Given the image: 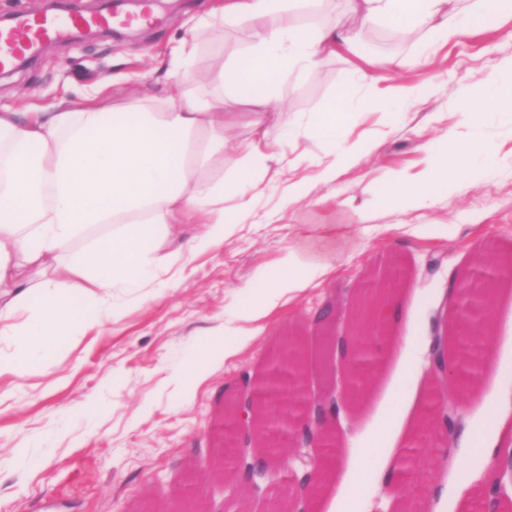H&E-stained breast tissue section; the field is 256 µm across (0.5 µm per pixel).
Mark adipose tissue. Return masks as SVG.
I'll return each mask as SVG.
<instances>
[{"instance_id":"ef3b65f1","label":"adipose tissue","mask_w":512,"mask_h":512,"mask_svg":"<svg viewBox=\"0 0 512 512\" xmlns=\"http://www.w3.org/2000/svg\"><path fill=\"white\" fill-rule=\"evenodd\" d=\"M314 3L223 0L197 22L210 29L250 25L247 54L218 63L210 75L219 91L251 105L247 139L230 141L236 114L215 111L211 99L190 89L154 102L135 99L118 111L84 103L61 112H0V337L15 339L1 364L24 375L30 366L50 361L99 311L111 309L113 289L145 287L154 276L151 249L176 225L200 224L204 230L170 254L172 267L232 237L236 225L249 218L254 197L265 191L268 174L283 165L284 137L341 136L340 117L352 102L347 95L315 119L285 114L279 126H269L268 111L280 99L283 76L313 69L326 56L355 52L357 27L367 22L393 24L407 35L423 30L430 41L445 42L475 17L512 14V0H343L354 26L302 23L301 13ZM490 99L497 111L512 112V82L492 74L472 86L463 97L468 125L483 122ZM475 151L470 139L457 136L432 156L419 182L394 175L383 200L410 210L434 206L437 189L462 174ZM225 156L231 165L224 181L195 178L196 167ZM229 199L234 205L228 209ZM106 224L111 236L98 240L87 256H75L73 244ZM330 269L329 262L289 250L279 272L257 273L259 295L239 311V319L262 322ZM74 274L86 287L72 286ZM20 311L28 317L14 323ZM245 340L239 331L218 341L184 365L182 375L203 377ZM483 414L484 429L463 432L461 443L489 457L512 446V386L502 385L485 401ZM360 478L359 465L326 462L315 507L342 512Z\"/></svg>"}]
</instances>
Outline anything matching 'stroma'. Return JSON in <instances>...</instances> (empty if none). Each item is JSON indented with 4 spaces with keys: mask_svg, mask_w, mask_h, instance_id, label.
Segmentation results:
<instances>
[{
    "mask_svg": "<svg viewBox=\"0 0 512 512\" xmlns=\"http://www.w3.org/2000/svg\"><path fill=\"white\" fill-rule=\"evenodd\" d=\"M213 0H155L160 25L133 33L112 32L82 41L67 37L0 78V112H58L81 103L103 86L102 104L119 109L132 94L175 95L207 87L218 58L232 59L249 44L247 27L215 37L192 32ZM418 37L398 28L367 25L359 54L325 58L315 69L288 74L281 87L284 111L298 118L328 111L341 95L357 101L347 114L348 141L366 140L372 153L343 169L336 182L320 180L334 159L329 142L287 138V163L270 177L255 200V215L238 225L224 244L196 254L167 287H146L115 299L113 311L83 335L63 344L53 359L33 365L24 378L0 371V512H186L177 488L188 471L213 512H270L275 501L296 498L286 474L241 500L240 477L215 475L207 466L208 436L227 399L238 397L282 338L310 337L314 316L330 299L350 297L368 273L385 279L392 263L417 289L418 306H406L390 321V334L414 338L411 370L371 376L366 400L353 415L340 416L337 432L350 457L362 453L381 417L400 424L422 407L435 383L429 355L435 343L450 344L453 320L448 288L454 273L468 270L476 253L486 264L512 256V113L489 111L470 138L478 151L470 169L434 207L403 211L378 203L396 173L415 175L430 160L425 147L463 128L457 92L488 72L512 65V17L487 18L478 31L418 54ZM193 54L188 75L168 73L173 48ZM385 74L380 87L388 110L368 107L370 88H349L347 77L360 58ZM406 83L419 86L413 99L398 95ZM300 202L284 205L289 189ZM373 200L362 217L345 205L350 196ZM326 260L333 271L283 306L238 354L210 366L205 378L179 377L180 367L218 339L220 327L254 295L259 270L277 271L288 249ZM505 308L484 306L480 331L489 365L478 376L475 400L463 405L452 428L478 423L482 403L497 382L512 383V334L503 327ZM496 458L447 445L436 428L421 448L413 481L399 480L397 467L379 474L365 461L351 512H380L390 495L407 498L419 512L447 501L456 512L453 469L494 473Z\"/></svg>",
    "mask_w": 512,
    "mask_h": 512,
    "instance_id": "35a3bbf8",
    "label": "stroma"
}]
</instances>
